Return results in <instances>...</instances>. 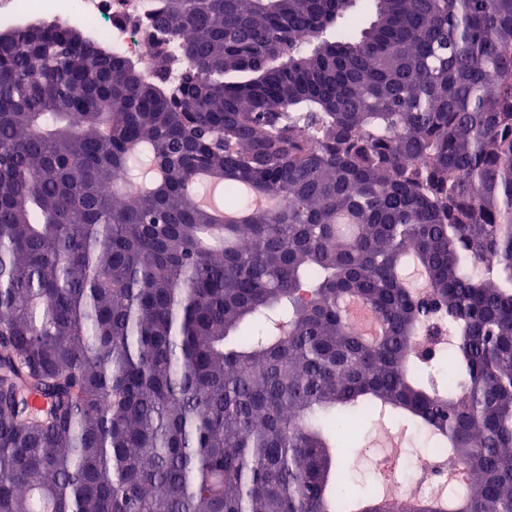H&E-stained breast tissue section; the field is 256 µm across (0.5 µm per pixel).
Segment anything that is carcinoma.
<instances>
[{"label": "carcinoma", "mask_w": 512, "mask_h": 512, "mask_svg": "<svg viewBox=\"0 0 512 512\" xmlns=\"http://www.w3.org/2000/svg\"><path fill=\"white\" fill-rule=\"evenodd\" d=\"M150 2L0 45V512H394L362 419L512 512V0ZM74 14L81 15L95 29L99 41L123 56L137 59L142 68L149 71V55L152 52L154 32L147 21L150 5L147 0H74ZM52 20L68 22L70 14L57 10ZM83 19L72 17L70 23L91 31V25ZM380 430L381 426L376 425L373 427L372 434L368 436L367 448L363 449L364 454L353 458V465L348 478L359 479L363 481L365 485L370 486L373 480V474L378 477V471H375L373 467L371 468V460L379 454V448L386 442L388 437L399 436L398 427L396 425H384V432Z\"/></svg>", "instance_id": "cac0c4a2"}]
</instances>
